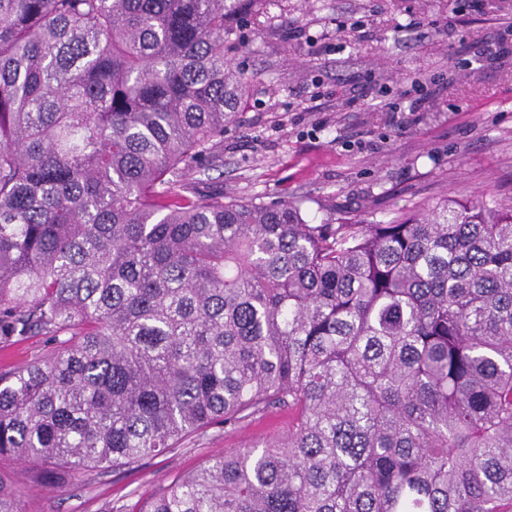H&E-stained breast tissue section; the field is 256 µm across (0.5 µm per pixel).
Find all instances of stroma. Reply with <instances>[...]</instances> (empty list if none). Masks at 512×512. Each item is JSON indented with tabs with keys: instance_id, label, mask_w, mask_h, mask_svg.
Returning <instances> with one entry per match:
<instances>
[{
	"instance_id": "1",
	"label": "stroma",
	"mask_w": 512,
	"mask_h": 512,
	"mask_svg": "<svg viewBox=\"0 0 512 512\" xmlns=\"http://www.w3.org/2000/svg\"><path fill=\"white\" fill-rule=\"evenodd\" d=\"M512 0H267L232 35L243 96L224 151L194 176L197 195L293 199L307 220L374 224L444 198L512 197V55L494 62ZM425 78L417 122L396 127L381 99ZM387 97H380V90ZM288 415L209 430L134 474H88L65 486L23 484L25 512H107L129 492L210 457L285 433Z\"/></svg>"
}]
</instances>
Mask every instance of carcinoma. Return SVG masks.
<instances>
[{
	"instance_id": "carcinoma-1",
	"label": "carcinoma",
	"mask_w": 512,
	"mask_h": 512,
	"mask_svg": "<svg viewBox=\"0 0 512 512\" xmlns=\"http://www.w3.org/2000/svg\"><path fill=\"white\" fill-rule=\"evenodd\" d=\"M265 0H0V466L125 473L288 430L109 512H512V200L378 224L200 198ZM0 476V512H23ZM42 348L43 343L38 339H34L27 343L16 345L8 351L0 352V368L25 363L31 360Z\"/></svg>"
}]
</instances>
